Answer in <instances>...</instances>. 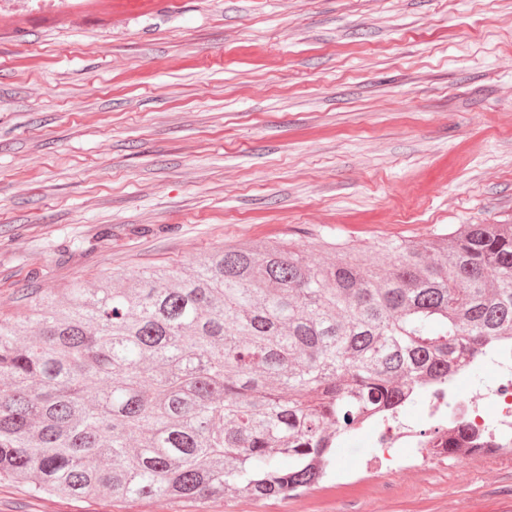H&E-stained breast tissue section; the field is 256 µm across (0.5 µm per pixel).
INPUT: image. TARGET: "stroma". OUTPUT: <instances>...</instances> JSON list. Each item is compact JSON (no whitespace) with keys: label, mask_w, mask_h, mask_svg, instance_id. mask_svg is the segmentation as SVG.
<instances>
[{"label":"stroma","mask_w":512,"mask_h":512,"mask_svg":"<svg viewBox=\"0 0 512 512\" xmlns=\"http://www.w3.org/2000/svg\"><path fill=\"white\" fill-rule=\"evenodd\" d=\"M512 0H72L0 11V316L22 289L224 244L512 224ZM291 499L33 498L0 512H512V453L378 462Z\"/></svg>","instance_id":"1"}]
</instances>
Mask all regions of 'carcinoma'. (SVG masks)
<instances>
[{"label":"carcinoma","mask_w":512,"mask_h":512,"mask_svg":"<svg viewBox=\"0 0 512 512\" xmlns=\"http://www.w3.org/2000/svg\"><path fill=\"white\" fill-rule=\"evenodd\" d=\"M226 244L78 279L0 318V477L34 498H294L377 407L476 373L512 336V224Z\"/></svg>","instance_id":"obj_1"}]
</instances>
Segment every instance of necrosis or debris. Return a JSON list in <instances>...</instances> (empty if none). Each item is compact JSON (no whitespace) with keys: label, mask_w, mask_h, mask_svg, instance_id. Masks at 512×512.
Masks as SVG:
<instances>
[{"label":"necrosis or debris","mask_w":512,"mask_h":512,"mask_svg":"<svg viewBox=\"0 0 512 512\" xmlns=\"http://www.w3.org/2000/svg\"><path fill=\"white\" fill-rule=\"evenodd\" d=\"M491 363L496 371L490 383L461 391L457 380L432 388L421 418L407 409L376 411L357 424L358 434L368 436L384 459L396 448L447 455L449 447H512V339L503 338Z\"/></svg>","instance_id":"obj_1"}]
</instances>
